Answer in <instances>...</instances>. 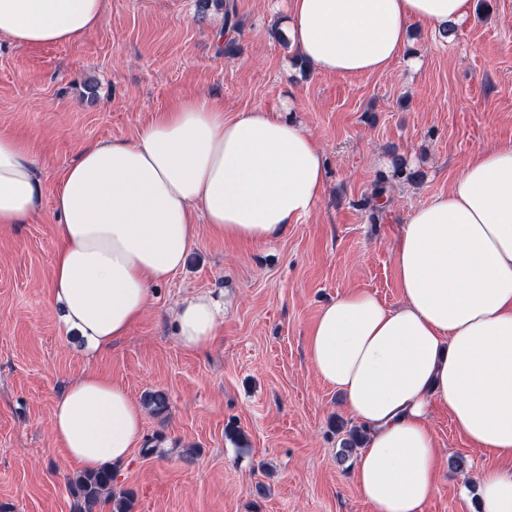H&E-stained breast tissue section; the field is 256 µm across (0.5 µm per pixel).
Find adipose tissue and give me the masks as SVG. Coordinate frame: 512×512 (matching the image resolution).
<instances>
[{"label": "adipose tissue", "instance_id": "adipose-tissue-1", "mask_svg": "<svg viewBox=\"0 0 512 512\" xmlns=\"http://www.w3.org/2000/svg\"><path fill=\"white\" fill-rule=\"evenodd\" d=\"M473 0H288L285 34L328 75L383 74L402 55L410 23L441 35ZM105 0H0V42L58 45L94 31ZM325 186L323 152L300 123L255 108L237 117L206 94L181 100L132 141L86 147L53 200L61 241L53 266L65 332L95 349L123 336L152 285L185 264L195 213L210 233L279 238L309 215ZM41 201L25 145L0 135V225L24 222ZM401 290L385 306L365 290L318 312L306 341L318 378L345 397L367 433L356 482L373 512H423L435 483V407L473 446L512 459V142L479 152L448 192L412 211L393 245ZM220 309L184 300L175 338L209 348ZM145 409L94 372L72 380L52 410V434L88 471L127 460ZM480 512H512V470L476 475Z\"/></svg>", "mask_w": 512, "mask_h": 512}]
</instances>
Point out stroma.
I'll return each instance as SVG.
<instances>
[{"label": "stroma", "instance_id": "obj_1", "mask_svg": "<svg viewBox=\"0 0 512 512\" xmlns=\"http://www.w3.org/2000/svg\"><path fill=\"white\" fill-rule=\"evenodd\" d=\"M235 26L198 0H108L98 28L71 42H0V134L23 139L41 187L38 209L0 226V512H76L68 480L80 467L58 448L50 418L78 375L122 383L134 399L167 391L144 439L117 465L134 512H372L337 462L355 423L306 354L319 310L349 290L401 300L392 245L410 212L447 192L475 154L512 140V0H486L450 39L409 28V71L332 76L295 66L272 32L285 10L233 0ZM208 94L232 116L280 110L324 151L313 212L278 239L245 245L205 223L185 266L154 285L125 336L91 354L65 335L53 301L58 246L53 199L64 171L102 140L135 139L181 98ZM419 179L407 180V172ZM384 195H377L378 187ZM211 293L223 307L205 352L175 340L179 303ZM440 461L423 512H478L474 474L499 466L448 413L431 417ZM264 494H257V485Z\"/></svg>", "mask_w": 512, "mask_h": 512}]
</instances>
